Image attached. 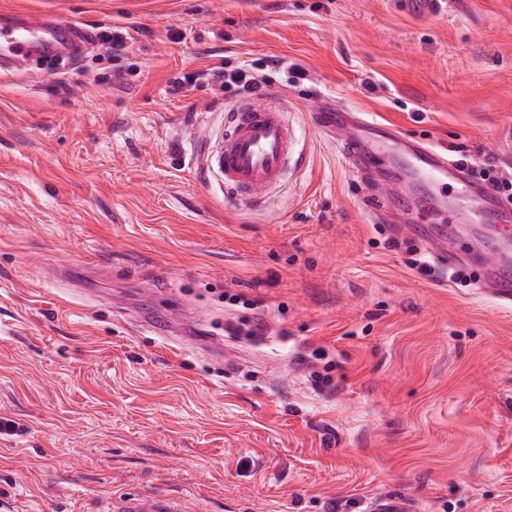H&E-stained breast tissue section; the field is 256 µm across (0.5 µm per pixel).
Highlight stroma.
I'll use <instances>...</instances> for the list:
<instances>
[{
	"label": "stroma",
	"mask_w": 512,
	"mask_h": 512,
	"mask_svg": "<svg viewBox=\"0 0 512 512\" xmlns=\"http://www.w3.org/2000/svg\"><path fill=\"white\" fill-rule=\"evenodd\" d=\"M25 12L131 38L0 74V512H512V306L408 266L416 238L311 123L321 99L512 181V0H0ZM224 61L304 159L260 204L209 163ZM171 308L223 357L139 321ZM202 76H208L210 79L223 83L224 90L235 87L236 91L244 95H257L263 87V79L257 75L249 64L229 69L223 63L220 66H214L203 71ZM95 512H185V510L178 497L169 494H138L100 503Z\"/></svg>",
	"instance_id": "obj_1"
}]
</instances>
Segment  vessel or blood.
<instances>
[{"instance_id": "1", "label": "vessel or blood", "mask_w": 512, "mask_h": 512, "mask_svg": "<svg viewBox=\"0 0 512 512\" xmlns=\"http://www.w3.org/2000/svg\"><path fill=\"white\" fill-rule=\"evenodd\" d=\"M72 30L48 13L15 14L0 22V68L20 72L41 54L65 52ZM322 130L336 133L337 149L363 179L386 166L405 167L410 177L448 186L462 206L444 210L440 223L412 221L402 230L421 240L442 265L474 267L487 294L512 304V202L452 165L446 154L398 128L363 120L323 105L314 114ZM294 155V131L284 112L271 104L242 102L227 119L224 139L212 163L232 194L258 201L276 186ZM403 184H376L370 196L374 214L408 215ZM96 512H185L180 498L138 494L99 504Z\"/></svg>"}]
</instances>
